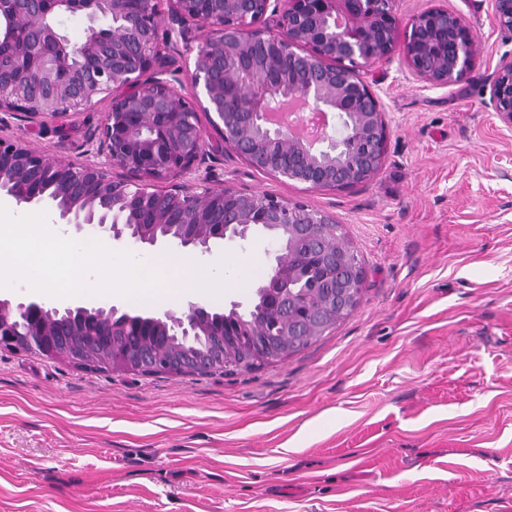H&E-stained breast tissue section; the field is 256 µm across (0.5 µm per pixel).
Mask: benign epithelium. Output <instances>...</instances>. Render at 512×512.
I'll list each match as a JSON object with an SVG mask.
<instances>
[{
	"instance_id": "7a95c632",
	"label": "benign epithelium",
	"mask_w": 512,
	"mask_h": 512,
	"mask_svg": "<svg viewBox=\"0 0 512 512\" xmlns=\"http://www.w3.org/2000/svg\"><path fill=\"white\" fill-rule=\"evenodd\" d=\"M172 23L184 42L190 90L177 92L167 80L144 75L162 66L170 41L159 37V0H0L13 24L27 34L26 59L36 80L14 78V53H0V112L32 120H55L114 93L102 126L98 153L104 161L54 160L26 144L0 137V196L21 204L51 207L56 220L81 233L99 229L108 240L126 239L144 248L176 242L206 251L213 240L246 241L260 224L270 235L276 265L257 289L294 342H302L359 304L363 275L348 251L331 250L324 228L329 214L274 195L233 187L191 190L177 178L195 169L205 149L198 112L252 167L317 189H347L373 179L387 150L388 123L381 97L358 77L398 51L415 79L430 87L467 82L483 57L466 19L438 4L402 21L393 0H168ZM86 11L108 14L114 25L91 27L77 46L60 35L50 16ZM492 23L512 31V0H492ZM200 35L189 38L187 23ZM79 55L82 65L71 64ZM490 104L512 129V54L496 62L486 79ZM345 120L340 141L326 133L329 113ZM320 119L319 134L297 137L294 126ZM122 168L144 179L115 178ZM316 279L321 305L303 310L289 291L293 280ZM216 314L191 304L140 316L176 336H196ZM129 321L115 307L46 308L35 300L0 298V351H36L72 364L83 363L84 336L74 317ZM264 319L249 328L253 353L280 354ZM140 332L125 333L129 367L173 375L211 371L224 365V337L204 351L156 353L143 347Z\"/></svg>"
}]
</instances>
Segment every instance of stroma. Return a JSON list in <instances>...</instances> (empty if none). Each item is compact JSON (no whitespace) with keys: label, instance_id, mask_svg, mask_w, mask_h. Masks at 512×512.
<instances>
[{"label":"stroma","instance_id":"35a3bbf8","mask_svg":"<svg viewBox=\"0 0 512 512\" xmlns=\"http://www.w3.org/2000/svg\"><path fill=\"white\" fill-rule=\"evenodd\" d=\"M484 49L468 82L428 87L400 55L362 70L388 122L384 165L348 190L250 167L216 133L193 189L274 194L335 217L364 271L358 307L307 348L251 373L99 372L0 352V512H512V130L485 76L512 53L491 0L437 5ZM111 101L0 135L99 162ZM249 307L276 264L267 235L214 240Z\"/></svg>","mask_w":512,"mask_h":512}]
</instances>
